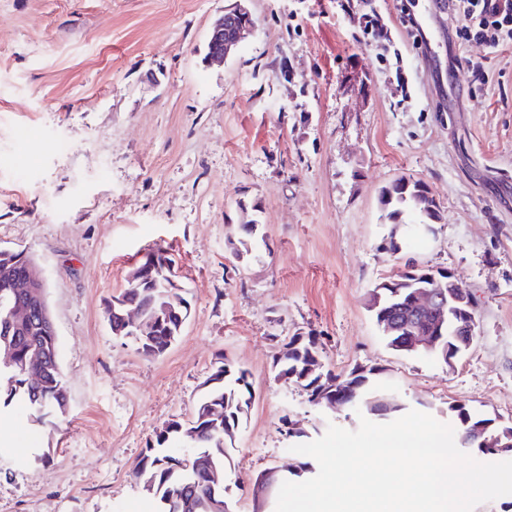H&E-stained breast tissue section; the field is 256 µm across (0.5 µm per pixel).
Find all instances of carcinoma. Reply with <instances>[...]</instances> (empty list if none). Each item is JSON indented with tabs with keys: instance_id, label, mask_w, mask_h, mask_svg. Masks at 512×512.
<instances>
[{
	"instance_id": "carcinoma-1",
	"label": "carcinoma",
	"mask_w": 512,
	"mask_h": 512,
	"mask_svg": "<svg viewBox=\"0 0 512 512\" xmlns=\"http://www.w3.org/2000/svg\"><path fill=\"white\" fill-rule=\"evenodd\" d=\"M429 194V187L423 181L401 176L382 190L381 202L389 209V218L396 224L405 217L414 224H437L442 216ZM239 230V237L231 242L233 253L247 254L255 235V225L242 224ZM29 264V258L20 253L10 259L0 258V338L13 343L15 361L10 366L0 365V413L12 403L21 402L39 412V419L48 415L62 416L68 411L69 402L61 372L51 371L41 381L33 382L21 371V364L33 350L58 351L56 337L43 335L35 320L25 325H15L7 319L8 311L14 304H25V299L16 294L15 285L27 280ZM174 274L171 259L162 249L156 248L130 271L126 288L116 296L121 304L141 309L155 318V336L148 341L137 342L138 350L147 357L164 355L181 333L177 320L160 310V305L169 300L165 296L166 285ZM417 274L420 282L424 283L426 277L436 274V271L423 265ZM386 281L399 287L401 294L393 297V289L386 285H377L372 289L368 308L377 319L382 312L391 308L396 299H405L420 283L401 274L390 276ZM466 350L464 332L446 330L435 354L445 361L450 358L454 360ZM316 358H320V354L315 336L304 337L296 348L290 339L282 345L276 367L280 374L286 375L292 371L300 375L305 365ZM371 375V369L360 374L354 368L344 377L335 376L336 386L340 390L349 382L356 385V394L346 405L357 404L366 410L369 405L382 400L373 388ZM206 383V390L195 404L193 418L168 421L156 433L153 446L136 463L134 475L143 481V489L153 503L154 512H224V484L217 485L213 479L216 473L224 476V418L243 419L250 409L254 389L251 373L233 366L222 357L215 362ZM448 414L461 434L482 424L486 437H499L503 443L509 441L506 434L508 427L494 418L471 411L462 403L449 404ZM190 430L195 432L193 447L207 460L204 468L186 466L183 455H171L166 451L170 441L188 439L187 432Z\"/></svg>"
}]
</instances>
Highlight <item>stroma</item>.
I'll list each match as a JSON object with an SVG mask.
<instances>
[{"label":"stroma","mask_w":512,"mask_h":512,"mask_svg":"<svg viewBox=\"0 0 512 512\" xmlns=\"http://www.w3.org/2000/svg\"><path fill=\"white\" fill-rule=\"evenodd\" d=\"M235 0H0V245L39 260L67 415L0 419V512H150L132 470L167 421L189 417L218 357L252 375L229 448L231 512L310 439L356 430L278 381L279 340L315 333L326 368L376 369L396 404L512 419V48L458 47L442 0H250L253 32L206 66L212 21ZM389 15L390 43L356 15ZM481 62L476 78L470 61ZM423 180L442 219L394 255L381 204ZM256 221L237 260L227 237ZM175 261L191 310L158 358L113 336L105 307L148 248ZM451 270L476 339L448 365L389 348L370 291L406 259Z\"/></svg>","instance_id":"obj_1"}]
</instances>
